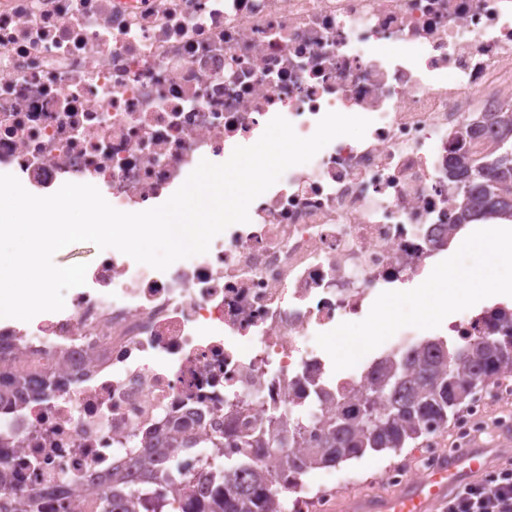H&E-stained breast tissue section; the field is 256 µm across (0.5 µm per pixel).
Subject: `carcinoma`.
<instances>
[{"label": "carcinoma", "instance_id": "obj_1", "mask_svg": "<svg viewBox=\"0 0 512 512\" xmlns=\"http://www.w3.org/2000/svg\"><path fill=\"white\" fill-rule=\"evenodd\" d=\"M497 149L474 159L454 151L448 172L459 177L453 227L479 219L512 221V103L493 113ZM491 331L455 346L443 338L426 339L412 353L392 355L378 364L370 382L354 399L323 392L334 409L314 426L298 418L264 414L251 431L224 432L210 447L224 450V463L206 471L194 484L156 463L189 449L174 436L160 444L155 432L142 438L138 462L144 490L127 489L128 473L112 468V487L98 493L96 512H163L171 491H179L181 512H279L277 487L295 488L307 472L335 466L366 451H397L434 426L448 425L476 387L512 373V316L497 311ZM24 385L13 373L0 371V403ZM15 512H40L43 493L22 489L0 471V498Z\"/></svg>", "mask_w": 512, "mask_h": 512}]
</instances>
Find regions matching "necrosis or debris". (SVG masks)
I'll return each mask as SVG.
<instances>
[{
    "label": "necrosis or debris",
    "instance_id": "4bbe7bcc",
    "mask_svg": "<svg viewBox=\"0 0 512 512\" xmlns=\"http://www.w3.org/2000/svg\"><path fill=\"white\" fill-rule=\"evenodd\" d=\"M512 102V0H0V173L47 196L91 184L123 212L163 204L201 160L225 162L277 115L314 134L330 111L370 119L314 169L291 167L250 221L159 271L119 252L58 312L0 323V369L52 381L0 406V467L94 512L145 431L196 420L205 446L277 408L354 394L317 334L427 278L456 234L448 160L478 113ZM502 374L461 407L489 433Z\"/></svg>",
    "mask_w": 512,
    "mask_h": 512
}]
</instances>
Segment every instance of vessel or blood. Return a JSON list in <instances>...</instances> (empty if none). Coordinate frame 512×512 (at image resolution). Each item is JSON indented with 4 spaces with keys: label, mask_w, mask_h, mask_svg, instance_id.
<instances>
[{
    "label": "vessel or blood",
    "mask_w": 512,
    "mask_h": 512,
    "mask_svg": "<svg viewBox=\"0 0 512 512\" xmlns=\"http://www.w3.org/2000/svg\"><path fill=\"white\" fill-rule=\"evenodd\" d=\"M494 459L491 449L474 444L451 449L429 463L421 480L386 496L344 499L339 512H442L449 493L487 471Z\"/></svg>",
    "instance_id": "obj_1"
}]
</instances>
